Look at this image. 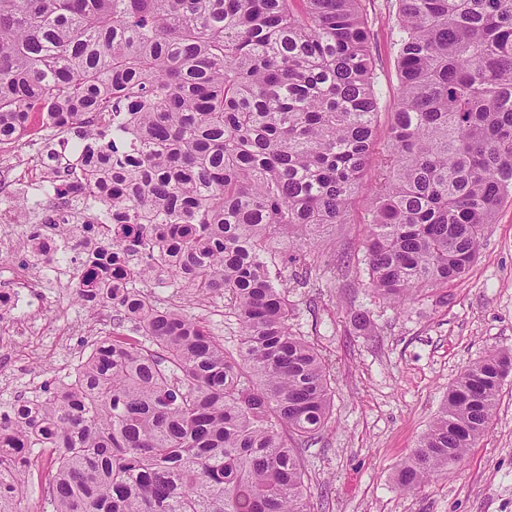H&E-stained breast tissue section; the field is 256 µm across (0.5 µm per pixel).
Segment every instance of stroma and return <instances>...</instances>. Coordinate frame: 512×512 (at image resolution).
<instances>
[{
	"label": "stroma",
	"mask_w": 512,
	"mask_h": 512,
	"mask_svg": "<svg viewBox=\"0 0 512 512\" xmlns=\"http://www.w3.org/2000/svg\"><path fill=\"white\" fill-rule=\"evenodd\" d=\"M380 108L376 138L385 143L398 80L393 44L396 0H364ZM368 200L350 221L323 231L326 247L309 283L292 288V325L324 357L332 377V415L300 449L313 512H512V376L502 385L491 428L448 475L405 491L397 474L438 414L449 385L472 362L512 352V198L485 230L469 272L431 296L395 307L374 296L363 271ZM35 311L0 322V400L29 396L30 380L55 386L61 363L107 335L105 309L74 304L71 264L43 279ZM372 330L359 331L355 315Z\"/></svg>",
	"instance_id": "1"
}]
</instances>
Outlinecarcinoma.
Segmentation results:
<instances>
[{
    "mask_svg": "<svg viewBox=\"0 0 512 512\" xmlns=\"http://www.w3.org/2000/svg\"><path fill=\"white\" fill-rule=\"evenodd\" d=\"M396 2L378 148L363 0H0V146L73 138L78 172L53 179L100 204L44 215L29 253L72 239L74 299L133 323L74 382L0 402V512H21L47 450L50 512H311L296 448L329 423L330 372L274 272L311 273L368 186L369 286L400 305L463 277L512 196V0ZM186 298L223 301L237 348ZM511 373L502 352L463 369L402 489L477 445Z\"/></svg>",
    "mask_w": 512,
    "mask_h": 512,
    "instance_id": "cac0c4a2",
    "label": "carcinoma"
}]
</instances>
